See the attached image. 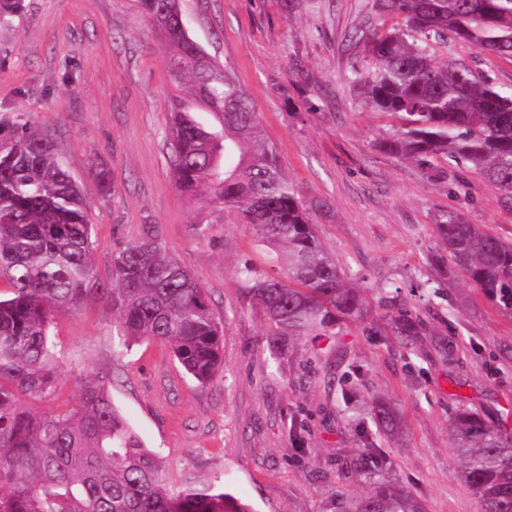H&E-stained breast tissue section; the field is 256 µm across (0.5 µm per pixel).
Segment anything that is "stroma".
<instances>
[{"mask_svg": "<svg viewBox=\"0 0 512 512\" xmlns=\"http://www.w3.org/2000/svg\"><path fill=\"white\" fill-rule=\"evenodd\" d=\"M0 23V141L52 134L93 226L94 280L155 225L224 321V374L198 384L160 344L120 346L95 300L55 316L57 394L20 396L34 414L78 406L103 384L176 487L215 483L254 512H342L367 487L364 455L425 512H479L449 428L462 409L512 430V316L454 268L445 211L512 241V199L436 160L425 170L380 149L399 122L350 83L364 38L388 23L376 0H182L189 36L236 76L278 161L315 208L316 231L363 298L333 336L268 349V325L237 278L263 258L249 225L179 190L168 138V49L138 0H22ZM382 399L397 426L346 410Z\"/></svg>", "mask_w": 512, "mask_h": 512, "instance_id": "1", "label": "stroma"}]
</instances>
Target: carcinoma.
Returning a JSON list of instances; mask_svg holds the SVG:
<instances>
[{"mask_svg": "<svg viewBox=\"0 0 512 512\" xmlns=\"http://www.w3.org/2000/svg\"><path fill=\"white\" fill-rule=\"evenodd\" d=\"M170 49L167 73L214 113L207 127L173 99L171 162L191 199H206L251 226L277 267L276 279L252 263L237 276L270 326V347L285 337L336 334L361 316L353 287L319 239L306 204L288 181L260 113L233 72L203 57L181 28L180 0H139ZM401 22L375 29L366 64L352 84L373 112L396 115L399 133L383 142L430 169L443 157L480 173L512 198V85L496 82L473 58H448L463 43L512 57V0H378ZM436 227L454 264L496 308L512 314V242L438 215ZM92 230L79 185L61 163L55 140L24 126L0 154V512H253L213 485L172 488L155 451L145 447L113 407L104 386L85 385L80 404L40 416L19 395L50 398L58 351L54 313L98 298L112 311L120 340L158 342L182 369L206 385L221 372L223 323L199 279L163 247L156 227L113 257L112 287L91 286ZM451 437L463 478L480 512H512V434L461 410ZM350 512H424L414 494L380 483L355 497Z\"/></svg>", "mask_w": 512, "mask_h": 512, "instance_id": "carcinoma-1", "label": "carcinoma"}]
</instances>
